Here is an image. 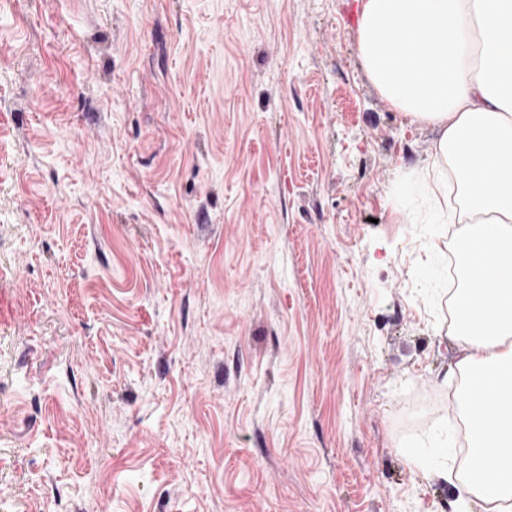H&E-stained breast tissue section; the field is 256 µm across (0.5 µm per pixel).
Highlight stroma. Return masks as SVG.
Wrapping results in <instances>:
<instances>
[{"instance_id": "1", "label": "stroma", "mask_w": 512, "mask_h": 512, "mask_svg": "<svg viewBox=\"0 0 512 512\" xmlns=\"http://www.w3.org/2000/svg\"><path fill=\"white\" fill-rule=\"evenodd\" d=\"M436 138L354 0H0V512H456ZM413 448H433L432 456L428 452H413V462L421 467L431 478L448 479V437L434 434L417 443Z\"/></svg>"}]
</instances>
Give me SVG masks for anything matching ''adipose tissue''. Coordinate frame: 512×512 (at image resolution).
I'll return each instance as SVG.
<instances>
[{
	"label": "adipose tissue",
	"mask_w": 512,
	"mask_h": 512,
	"mask_svg": "<svg viewBox=\"0 0 512 512\" xmlns=\"http://www.w3.org/2000/svg\"><path fill=\"white\" fill-rule=\"evenodd\" d=\"M358 51L381 95L433 126L429 191L463 221L455 369L468 449L458 512H512V0H357Z\"/></svg>",
	"instance_id": "1"
}]
</instances>
